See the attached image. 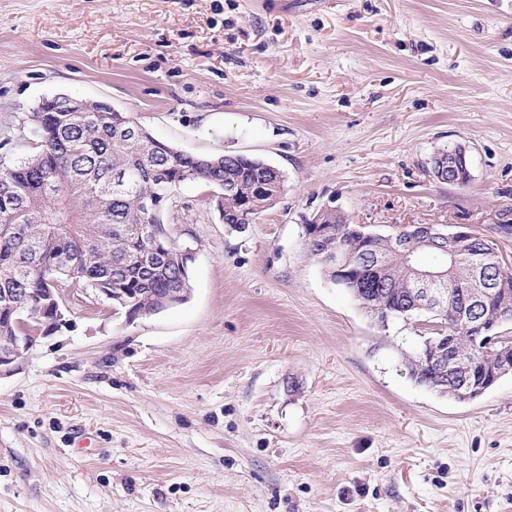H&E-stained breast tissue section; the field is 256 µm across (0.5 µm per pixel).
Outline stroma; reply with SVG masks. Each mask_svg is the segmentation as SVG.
Listing matches in <instances>:
<instances>
[{
  "mask_svg": "<svg viewBox=\"0 0 512 512\" xmlns=\"http://www.w3.org/2000/svg\"><path fill=\"white\" fill-rule=\"evenodd\" d=\"M61 93L284 192L233 225L173 190L183 304L131 321L62 286L66 325L0 378V512H512V372L470 402L418 384L434 318L379 324L303 229L467 224L512 261V0H0V157ZM456 144L463 187L429 174ZM266 167L272 172L273 177L258 181L255 185L254 193L260 197L270 198L269 202L274 204L283 191L284 177L276 167L270 164H267Z\"/></svg>",
  "mask_w": 512,
  "mask_h": 512,
  "instance_id": "35a3bbf8",
  "label": "stroma"
}]
</instances>
